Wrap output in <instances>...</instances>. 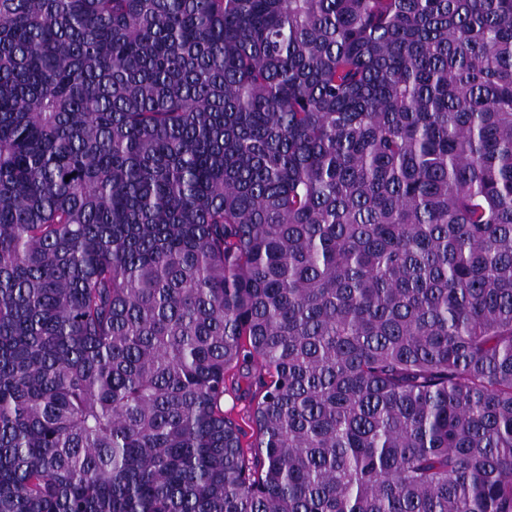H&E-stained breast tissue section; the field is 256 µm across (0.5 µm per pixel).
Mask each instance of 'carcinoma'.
Segmentation results:
<instances>
[{
    "label": "carcinoma",
    "mask_w": 512,
    "mask_h": 512,
    "mask_svg": "<svg viewBox=\"0 0 512 512\" xmlns=\"http://www.w3.org/2000/svg\"><path fill=\"white\" fill-rule=\"evenodd\" d=\"M0 512H512V0H0ZM232 373L229 375L227 384L229 386V393L224 396V415L238 422L246 431V436L242 438L243 448H249L250 444L254 441L252 428L249 426L251 423L248 421V416L253 407L250 395L247 391V379L240 378L231 381Z\"/></svg>",
    "instance_id": "obj_1"
}]
</instances>
